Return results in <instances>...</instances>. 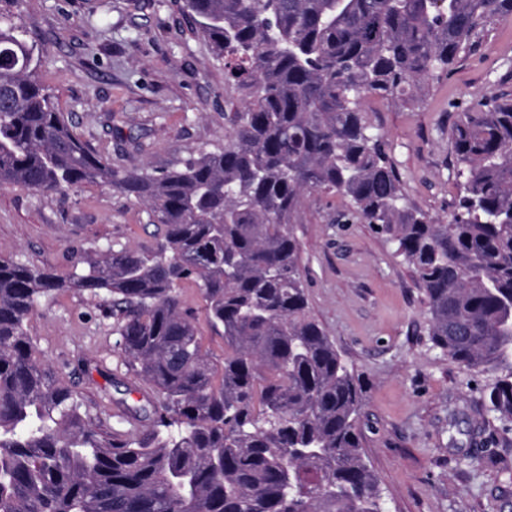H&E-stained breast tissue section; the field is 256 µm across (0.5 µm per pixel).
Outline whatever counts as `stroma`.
Here are the masks:
<instances>
[{"instance_id": "35a3bbf8", "label": "stroma", "mask_w": 512, "mask_h": 512, "mask_svg": "<svg viewBox=\"0 0 512 512\" xmlns=\"http://www.w3.org/2000/svg\"><path fill=\"white\" fill-rule=\"evenodd\" d=\"M40 50L38 80L75 131L110 160L159 170L224 144V63L192 29L183 0H0ZM512 92V21L432 79L413 105L369 98L406 199L448 220L464 194L449 129L491 93ZM346 201L308 194L293 232L315 319L360 374L363 448L387 512H512V444L484 447L480 389L427 340L411 268L371 225L344 221ZM155 227L134 198L97 184L42 194L0 188V256L69 276L73 257L112 243L151 247ZM102 298L68 292L27 322L37 358L120 425L154 398L116 345Z\"/></svg>"}]
</instances>
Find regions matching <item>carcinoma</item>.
Segmentation results:
<instances>
[{
  "label": "carcinoma",
  "mask_w": 512,
  "mask_h": 512,
  "mask_svg": "<svg viewBox=\"0 0 512 512\" xmlns=\"http://www.w3.org/2000/svg\"><path fill=\"white\" fill-rule=\"evenodd\" d=\"M224 60V146L171 168L113 163L77 136L0 14V186L102 184L145 205L149 248L108 246L66 278L0 257V512H384L362 453L361 382L312 316L291 230L339 194L416 274L433 348L490 376L512 434V96L450 128L465 195L443 224L407 204L364 112L403 105L512 18V0H185ZM195 285L224 360L203 350ZM112 302V334L157 399L147 429L93 416L34 353L26 322L65 292Z\"/></svg>",
  "instance_id": "carcinoma-1"
}]
</instances>
